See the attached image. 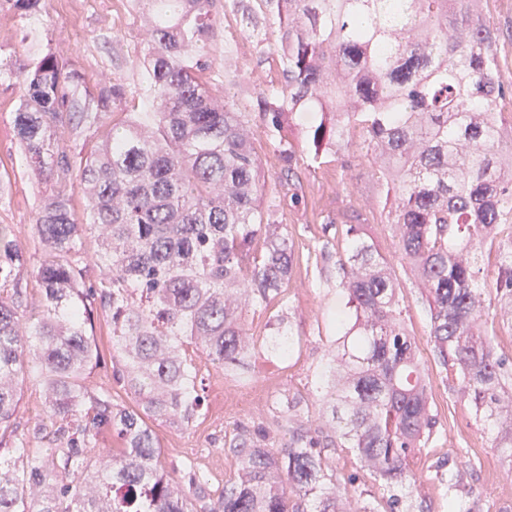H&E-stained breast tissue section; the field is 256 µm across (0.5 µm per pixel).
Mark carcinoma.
<instances>
[{"label":"carcinoma","instance_id":"carcinoma-1","mask_svg":"<svg viewBox=\"0 0 512 512\" xmlns=\"http://www.w3.org/2000/svg\"><path fill=\"white\" fill-rule=\"evenodd\" d=\"M4 2L25 16L41 5ZM253 2L256 11L241 5L249 19L278 26L286 79L260 93L267 127L277 134L300 113H318L299 128L315 163L353 145L358 131L391 200L385 220L396 254L425 286L433 349L457 366L458 390L512 457V409L502 404L512 376L477 330L489 316L477 253L485 245L499 257L488 290L512 309V126L494 109L507 89L483 0ZM136 6L151 23L143 96L154 111L146 123L113 124L86 151L82 224L64 143L104 124L121 89H88L52 53L19 67L16 136L29 167L55 184L35 224L49 249L38 269L42 308L26 318L17 279L24 248L0 224V430L12 422L19 378L32 375L44 386L56 447H32L40 428L0 442V512H350L340 489L356 476L327 469L318 430L291 426L288 400L273 412L288 424L280 450L260 425L224 440L238 468L217 495L190 496L164 472L147 420L183 426L199 415V355L222 370L252 357L236 295L268 306L290 279L294 249L286 225L270 223L276 199L262 208L250 113L227 95L218 100L206 77L212 0ZM88 232L93 263L109 272L98 288L77 263ZM346 235L350 248L336 266L347 302L336 316V355L320 372L322 398L340 447L380 482L389 512H414L412 463L436 426L426 366L398 318L386 259L362 225ZM91 299L110 313L112 350L123 361L116 381L134 409L85 382L99 357ZM269 322L262 347L286 363L295 350L289 321L276 313ZM103 431L122 447H96Z\"/></svg>","mask_w":512,"mask_h":512}]
</instances>
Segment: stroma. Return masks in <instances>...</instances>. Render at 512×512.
<instances>
[{
  "instance_id": "obj_1",
  "label": "stroma",
  "mask_w": 512,
  "mask_h": 512,
  "mask_svg": "<svg viewBox=\"0 0 512 512\" xmlns=\"http://www.w3.org/2000/svg\"><path fill=\"white\" fill-rule=\"evenodd\" d=\"M37 14L22 16L0 10V61L11 65L54 53L72 60L90 89L122 86L125 94L113 100L114 121L141 109L138 97L150 31L136 11L133 0H42ZM217 26L210 37L209 77L217 93H229L251 114L253 143L266 179L267 193L275 194V223L288 227L294 243L295 261L287 284L286 300H274L268 308L241 303V316L254 338L267 335L272 313L287 309L297 340L293 357L278 362L257 350L247 370L225 372L207 361L199 366L206 379L203 415L186 428L156 421L165 468L180 480L185 462H192L199 488L221 489L237 465L224 451V435L236 428L259 423L270 425V440L280 446L283 432L272 427V402L285 397L295 401L293 425L318 429L329 468L354 474L359 485L375 497L383 491L360 462L338 448L335 425L326 412L318 374L332 350L336 335L333 316L345 300L336 286V256L348 245L345 227L365 225L400 288L402 318L420 343L428 366L430 401L437 418L433 443L413 464L418 499L424 512H512V459L501 454L493 432L476 420L471 404L461 399L453 371L444 369L429 342L430 323L424 289L406 264L394 253L392 230L382 212L383 192L373 175L374 163L365 150L350 147L324 159L309 160L297 130L270 134L256 99L268 86L285 83L283 68L272 46L276 26L250 25L231 0H213ZM483 19L498 35V63L504 83L512 85V0H485ZM21 89L16 79L0 74V224L11 225L24 248L26 262L18 277L25 293L23 310L33 314L42 305L37 268L46 253L34 224L42 198L52 181L35 175L27 166L13 124V110ZM295 153L292 170L279 160L281 144ZM93 335L100 360L87 382L95 390L112 395L115 404L134 405L112 377V336L104 310L95 313ZM264 385L265 398L242 408L225 409L230 393H243ZM44 393L32 378L20 386L17 412L5 440L32 433L43 423Z\"/></svg>"
}]
</instances>
